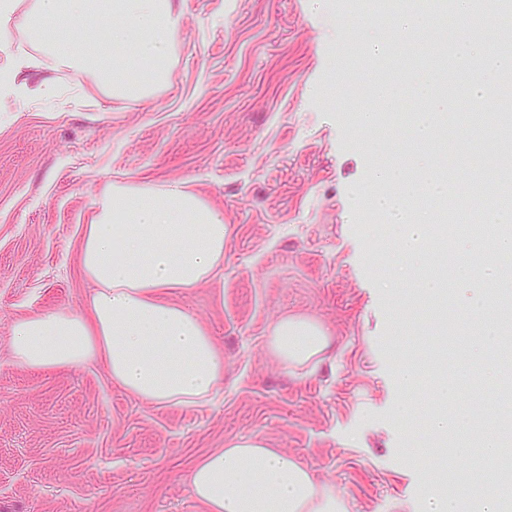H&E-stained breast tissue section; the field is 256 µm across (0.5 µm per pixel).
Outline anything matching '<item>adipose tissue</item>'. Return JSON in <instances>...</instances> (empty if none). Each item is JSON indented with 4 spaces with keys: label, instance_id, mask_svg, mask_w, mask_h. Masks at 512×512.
Here are the masks:
<instances>
[{
    "label": "adipose tissue",
    "instance_id": "1",
    "mask_svg": "<svg viewBox=\"0 0 512 512\" xmlns=\"http://www.w3.org/2000/svg\"><path fill=\"white\" fill-rule=\"evenodd\" d=\"M374 18L380 55L416 40L431 25L425 9H386L373 0L352 11L347 30ZM181 23L175 0H0V53L14 57L0 89L22 90L25 69L46 64L93 77L112 96L145 98L166 79ZM33 54L21 53L22 45ZM454 50L482 62L471 94L488 99L512 56L486 38L459 33ZM223 215L184 184H113L80 242L92 289L82 311L15 320L8 344L14 366L36 372L104 363L113 385L157 406L210 402L224 383V353L178 295L213 278L224 261ZM331 336L317 320L284 315L270 326L267 351L284 368L320 362ZM187 483L203 512H344L297 458L258 437L238 438L201 458Z\"/></svg>",
    "mask_w": 512,
    "mask_h": 512
}]
</instances>
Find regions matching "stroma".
<instances>
[{
  "label": "stroma",
  "instance_id": "obj_1",
  "mask_svg": "<svg viewBox=\"0 0 512 512\" xmlns=\"http://www.w3.org/2000/svg\"><path fill=\"white\" fill-rule=\"evenodd\" d=\"M165 82L112 97L69 69L26 70L0 103V512H201L187 475L224 442L261 437L336 493L346 512H422L429 465L405 460L414 408L396 358L421 360L430 330L389 338L397 267L366 204L376 160L398 144L358 133L385 71L346 40L348 0H181ZM344 59V92L332 84ZM179 181L221 211L224 263L185 304L224 350L209 405H149L101 364L15 367L14 319L80 311L83 227L110 185ZM310 315L335 345L286 371L266 355L272 322Z\"/></svg>",
  "mask_w": 512,
  "mask_h": 512
}]
</instances>
